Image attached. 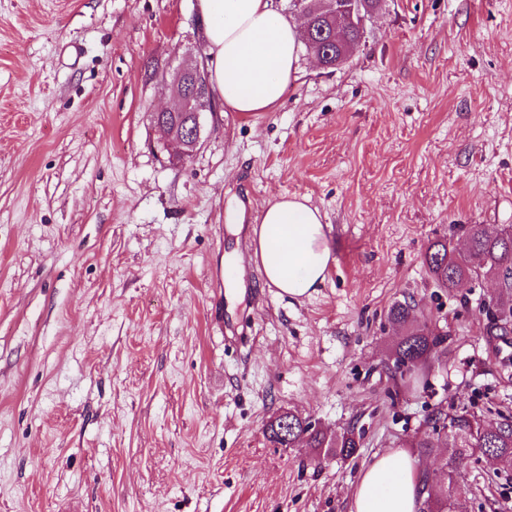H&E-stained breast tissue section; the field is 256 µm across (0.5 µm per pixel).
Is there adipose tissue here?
Returning <instances> with one entry per match:
<instances>
[{
	"label": "adipose tissue",
	"instance_id": "obj_1",
	"mask_svg": "<svg viewBox=\"0 0 512 512\" xmlns=\"http://www.w3.org/2000/svg\"><path fill=\"white\" fill-rule=\"evenodd\" d=\"M206 20L211 92L232 112H269L298 67L301 23L274 0H198ZM253 259L280 295L298 299L324 283L331 263L321 211L307 198L275 196L263 206ZM418 474L410 455L388 450L361 471L352 512H419Z\"/></svg>",
	"mask_w": 512,
	"mask_h": 512
}]
</instances>
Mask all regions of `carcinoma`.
<instances>
[{
  "label": "carcinoma",
  "mask_w": 512,
  "mask_h": 512,
  "mask_svg": "<svg viewBox=\"0 0 512 512\" xmlns=\"http://www.w3.org/2000/svg\"><path fill=\"white\" fill-rule=\"evenodd\" d=\"M311 17V30L315 38L303 42L306 53L321 57L325 68L334 69L341 64L343 51L327 42L330 32L336 28L337 20L324 10L322 0H307ZM451 231L462 235L465 248L457 249L452 238L436 239L427 248L424 261L428 272L439 288L452 291L463 282L477 277L503 279L492 301L497 311L512 316V226L490 231L481 224H453ZM414 306L408 302L393 304L387 313L388 321L404 330L401 339L391 350L394 380L408 385V380L418 365L433 357L445 343L443 333L428 322L413 320ZM288 440L278 437L273 424L265 427L266 439L276 447L294 448L304 445L314 450L315 455L348 459L360 448V438L355 430L328 432L314 428L308 419L295 412H288ZM505 416L496 423H485L482 418L466 410L448 412L439 409L427 420L424 430L417 433L410 446L421 455H431L435 449L447 452V459L476 456L487 465L494 466L503 460L512 459V422L501 424ZM423 502L426 512H467L468 489L464 475L448 471L443 463L440 473L434 477L421 475Z\"/></svg>",
  "instance_id": "carcinoma-1"
}]
</instances>
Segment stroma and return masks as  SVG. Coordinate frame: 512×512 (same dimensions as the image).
Segmentation results:
<instances>
[{"label": "stroma", "instance_id": "stroma-1", "mask_svg": "<svg viewBox=\"0 0 512 512\" xmlns=\"http://www.w3.org/2000/svg\"><path fill=\"white\" fill-rule=\"evenodd\" d=\"M196 0H0V512H351L360 471L434 410L512 416L493 281L437 288L454 224L512 225V0H381L334 71L307 54L270 112L206 117L189 159L155 113L205 45ZM279 194L326 217L311 296L212 321L211 266L250 263ZM446 331L406 390L398 301ZM292 409L360 429L346 460L277 448ZM469 512H512V465L462 464Z\"/></svg>", "mask_w": 512, "mask_h": 512}]
</instances>
